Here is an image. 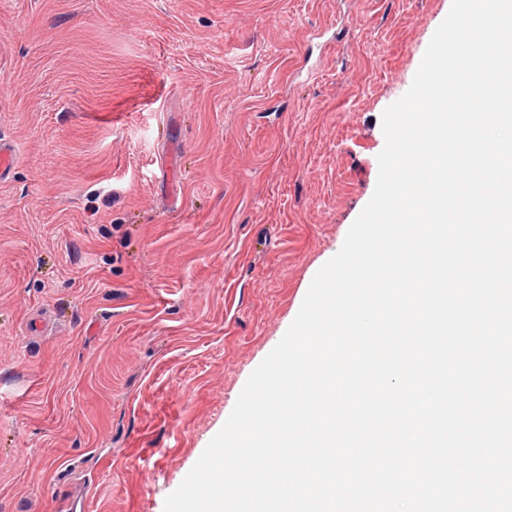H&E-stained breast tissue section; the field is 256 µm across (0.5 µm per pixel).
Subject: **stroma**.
<instances>
[{
    "label": "stroma",
    "mask_w": 512,
    "mask_h": 512,
    "mask_svg": "<svg viewBox=\"0 0 512 512\" xmlns=\"http://www.w3.org/2000/svg\"><path fill=\"white\" fill-rule=\"evenodd\" d=\"M451 3L0 0V512H163Z\"/></svg>",
    "instance_id": "35a3bbf8"
}]
</instances>
